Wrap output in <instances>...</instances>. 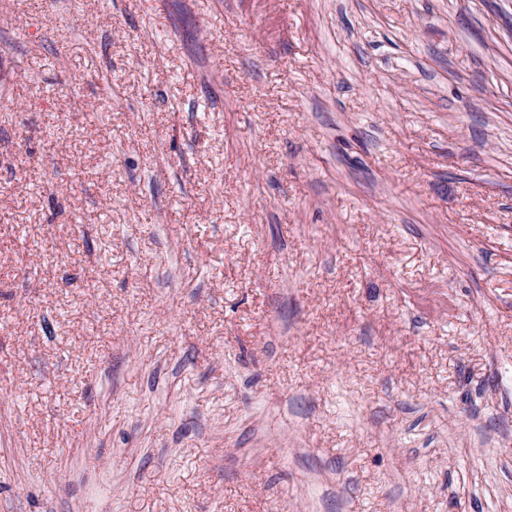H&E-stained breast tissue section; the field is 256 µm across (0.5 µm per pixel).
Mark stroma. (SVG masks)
<instances>
[{
	"mask_svg": "<svg viewBox=\"0 0 512 512\" xmlns=\"http://www.w3.org/2000/svg\"><path fill=\"white\" fill-rule=\"evenodd\" d=\"M0 512H512V0H0Z\"/></svg>",
	"mask_w": 512,
	"mask_h": 512,
	"instance_id": "stroma-1",
	"label": "stroma"
}]
</instances>
